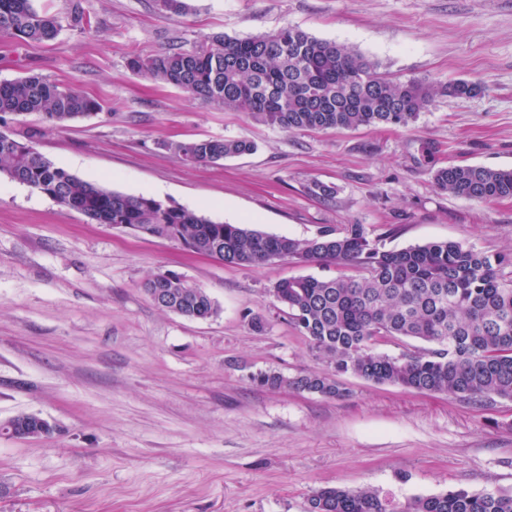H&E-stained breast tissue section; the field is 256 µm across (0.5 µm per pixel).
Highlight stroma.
I'll list each match as a JSON object with an SVG mask.
<instances>
[{
	"mask_svg": "<svg viewBox=\"0 0 512 512\" xmlns=\"http://www.w3.org/2000/svg\"><path fill=\"white\" fill-rule=\"evenodd\" d=\"M83 0L85 30L0 37V81L28 74L75 87L99 114L52 125L8 116L1 130L80 179L146 193L216 222L309 239L364 225L390 247L456 241L512 254V199L438 190L451 164L512 168V0ZM347 45L380 72L475 81L405 126L284 131L211 109L132 73L129 56L248 37L284 24ZM234 138L253 153L189 164L167 141ZM333 198L310 194L313 182ZM172 271L217 313L158 308L142 284ZM333 265L227 266L167 239L94 224L0 176V423L35 413L52 436L0 433V512H307L313 491L392 492L398 501L463 486L512 493V402L491 408L346 375L329 399L257 387L258 371L328 372L272 294ZM265 322L254 331L251 318Z\"/></svg>",
	"mask_w": 512,
	"mask_h": 512,
	"instance_id": "1",
	"label": "stroma"
}]
</instances>
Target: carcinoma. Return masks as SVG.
<instances>
[{"label":"carcinoma","instance_id":"carcinoma-1","mask_svg":"<svg viewBox=\"0 0 512 512\" xmlns=\"http://www.w3.org/2000/svg\"><path fill=\"white\" fill-rule=\"evenodd\" d=\"M156 5L174 16L187 9L185 0H156ZM68 20L74 28H86L82 0H71ZM60 29L59 18L37 9L35 0H0V35L47 42ZM127 66L207 106L245 112L286 131L405 126L437 95L464 98L482 90L480 83L467 80L437 85L390 78L353 49L289 24L254 37L206 36L189 49L131 57ZM99 111L96 100L41 75L0 82V119L36 113L62 125ZM163 147L191 163H211L246 154L254 144L194 138ZM0 174L92 223L178 240L227 265L288 259L362 270L361 277L299 276L275 284L273 296L331 372L288 378L260 371L251 375L260 387L341 398L346 389L338 377L353 375L485 408L512 401V275L503 273L512 259L504 255L455 241L388 248L362 224L296 239L215 222L170 202L83 181L56 166L31 137L19 139L3 131ZM433 180L440 190L468 200L512 198V168L448 166L437 169ZM143 289L160 309L191 319L217 311L205 289L172 271L151 275ZM379 339H415L429 347L393 356L373 351ZM308 512H512V493L455 487L400 504L372 488L326 487L312 494Z\"/></svg>","mask_w":512,"mask_h":512}]
</instances>
